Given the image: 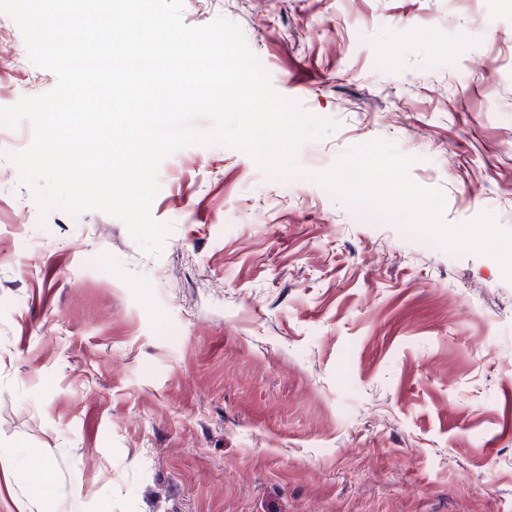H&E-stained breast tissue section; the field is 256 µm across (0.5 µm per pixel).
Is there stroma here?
I'll list each match as a JSON object with an SVG mask.
<instances>
[{
  "instance_id": "obj_1",
  "label": "stroma",
  "mask_w": 512,
  "mask_h": 512,
  "mask_svg": "<svg viewBox=\"0 0 512 512\" xmlns=\"http://www.w3.org/2000/svg\"><path fill=\"white\" fill-rule=\"evenodd\" d=\"M183 3L338 128L175 151L155 256L0 127V512H512V0ZM55 85L0 13V107Z\"/></svg>"
}]
</instances>
